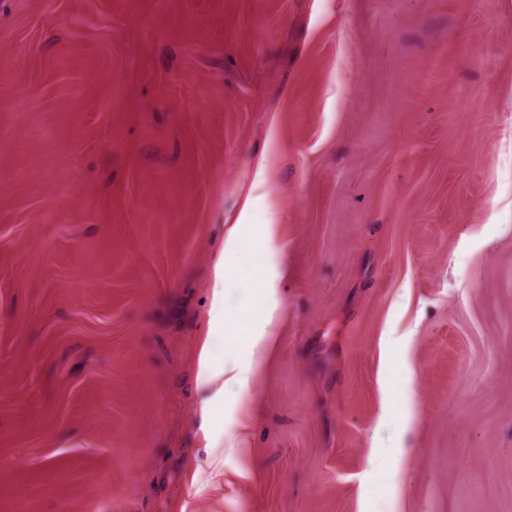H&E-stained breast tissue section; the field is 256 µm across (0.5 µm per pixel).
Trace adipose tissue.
Listing matches in <instances>:
<instances>
[{
    "instance_id": "1",
    "label": "adipose tissue",
    "mask_w": 512,
    "mask_h": 512,
    "mask_svg": "<svg viewBox=\"0 0 512 512\" xmlns=\"http://www.w3.org/2000/svg\"><path fill=\"white\" fill-rule=\"evenodd\" d=\"M235 240L227 238L224 251L214 266L212 284V324L220 328L224 325V283L228 276L237 272L234 254ZM275 338L266 325L258 324L246 328L241 336L233 341L239 354L231 364L218 362L213 354L210 342H203L197 356V386L202 394L198 413L206 434L214 440L224 437V389L232 386L242 395L241 407L252 404L249 389L258 372V365L252 355L256 347H272Z\"/></svg>"
}]
</instances>
